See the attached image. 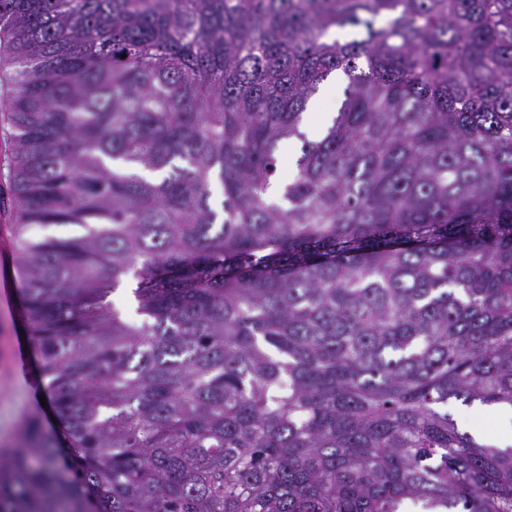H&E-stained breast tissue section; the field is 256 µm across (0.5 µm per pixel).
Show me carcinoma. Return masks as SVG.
I'll return each instance as SVG.
<instances>
[{"instance_id": "carcinoma-1", "label": "carcinoma", "mask_w": 512, "mask_h": 512, "mask_svg": "<svg viewBox=\"0 0 512 512\" xmlns=\"http://www.w3.org/2000/svg\"><path fill=\"white\" fill-rule=\"evenodd\" d=\"M2 58L57 427L0 512H512L448 413L512 406V0H0ZM336 89V95L333 96L331 99H324L320 104V109L317 111H314L313 108L310 111L309 108L307 112L304 114V120H303V127L302 130L306 132L309 135V130L312 126H314L320 118L321 112H336L337 106L340 102V99L342 98V92H343V84L340 80H334V82H331L329 84L324 85L317 98L314 101L313 107L318 105L319 99L322 96H329L333 94V91ZM321 114H329V113H321Z\"/></svg>"}]
</instances>
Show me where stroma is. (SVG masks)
<instances>
[{"instance_id":"obj_1","label":"stroma","mask_w":512,"mask_h":512,"mask_svg":"<svg viewBox=\"0 0 512 512\" xmlns=\"http://www.w3.org/2000/svg\"><path fill=\"white\" fill-rule=\"evenodd\" d=\"M11 94L8 72L0 69V289L9 291L7 299H0V354L15 350L24 362L23 370L0 371V448L18 447L23 423L30 415H39L45 426L53 424L51 409L42 407L39 400L45 388L37 372V352L25 331L23 285L12 233L8 178L11 127L7 119Z\"/></svg>"}]
</instances>
